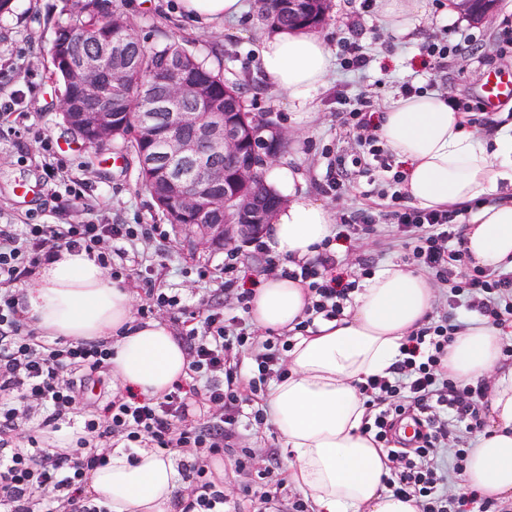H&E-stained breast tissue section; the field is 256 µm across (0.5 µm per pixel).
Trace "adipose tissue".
Returning a JSON list of instances; mask_svg holds the SVG:
<instances>
[{
  "instance_id": "obj_1",
  "label": "adipose tissue",
  "mask_w": 512,
  "mask_h": 512,
  "mask_svg": "<svg viewBox=\"0 0 512 512\" xmlns=\"http://www.w3.org/2000/svg\"><path fill=\"white\" fill-rule=\"evenodd\" d=\"M192 23L237 22L242 0H180ZM258 57L268 83L285 93L298 119L311 123L315 93L325 85L333 59L314 32L277 30L261 35ZM380 138L406 167L403 190L422 209L463 206L471 212L463 246L470 268L512 270V135L486 145L441 94L402 96L385 103ZM264 180L286 202L264 229L269 247L305 261L336 233V212L309 196L304 179L281 163L266 165ZM435 299L431 280L400 263L365 278L342 318L320 319L314 334H296L307 306L302 285L280 276L256 288L251 320L260 329L293 332L288 370L273 380L268 406L292 461L289 479L314 512H420L416 498H400L383 483L386 452L362 433L367 414L358 392L365 378L390 375L400 347L423 326ZM32 328L70 341H111L109 366L121 386L159 397L185 376L188 359L169 324L139 322L132 298L86 253L62 251L24 294ZM501 330L471 318L448 348L451 378L489 385L487 425L474 441L461 475L464 488L498 500L512 499V366L503 362ZM183 478L173 455L152 448L114 449L91 471L87 493L111 512H171Z\"/></svg>"
}]
</instances>
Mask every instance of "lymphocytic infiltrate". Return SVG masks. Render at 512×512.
I'll list each match as a JSON object with an SVG mask.
<instances>
[{
	"label": "lymphocytic infiltrate",
	"instance_id": "1",
	"mask_svg": "<svg viewBox=\"0 0 512 512\" xmlns=\"http://www.w3.org/2000/svg\"><path fill=\"white\" fill-rule=\"evenodd\" d=\"M339 103L346 124L358 133L350 160L384 172L380 195L388 200L386 220L401 233L420 270L447 287L448 315L406 337L391 376L358 385L368 407L363 431L387 449L389 474L383 482L394 495L415 497L422 512H512L511 503L500 504L475 490L456 493L449 485L448 473L463 471L470 436L482 426L479 408L487 400V387L454 381L441 365L465 326L457 309L478 313L498 327L512 322V271L461 273L462 208L408 205L405 173L393 167L376 133L374 102L362 96ZM350 160L339 154L329 163L327 191L342 193ZM152 234L144 224H0V512H109L86 496L85 484L88 473L105 464V450L119 446L191 451L192 461L183 465L187 494L177 499L178 512H224V481L211 464L223 460L237 432L242 389L260 395L271 377L281 376V351L291 343H255L249 323L254 291L239 287L234 263L224 266V285L234 288L237 310L229 318L220 308L190 309L178 296L156 288L151 268L125 261L128 247ZM251 244L281 277L306 289L305 317L296 332L306 333L316 319L342 315L357 283L337 273L332 240L324 241L315 260L302 263L276 254L263 238H252ZM64 250L94 256L115 282L138 279L145 296L140 319L175 315L181 325L178 341L189 360L187 381L176 382L158 398L107 390L89 409H80L89 383L112 357L110 341L41 335L25 317L17 290ZM250 345L256 348L253 367L230 363L229 351ZM65 426L79 427L80 438L65 449L52 446V433ZM93 440L104 445V452L90 449ZM446 451L452 454L448 473L439 462Z\"/></svg>",
	"mask_w": 512,
	"mask_h": 512
}]
</instances>
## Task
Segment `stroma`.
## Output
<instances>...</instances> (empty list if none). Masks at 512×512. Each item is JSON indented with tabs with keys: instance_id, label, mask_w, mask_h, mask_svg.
Returning <instances> with one entry per match:
<instances>
[{
	"instance_id": "1",
	"label": "stroma",
	"mask_w": 512,
	"mask_h": 512,
	"mask_svg": "<svg viewBox=\"0 0 512 512\" xmlns=\"http://www.w3.org/2000/svg\"><path fill=\"white\" fill-rule=\"evenodd\" d=\"M73 2L14 0L11 10L0 14V99L13 107L12 116L0 120V224H84L93 220L160 225L164 236L153 237L146 244L147 252L163 256L166 263L157 287L178 293L192 308L205 307L210 298L196 270L201 266L211 270L222 267L224 249L189 248L182 236L171 230L166 217L140 188L138 161L125 151L122 142L112 143L105 155L67 148L73 137L58 111L62 87L50 78L49 48L56 23L67 22V10ZM244 2L248 9L238 23L200 28L184 19L179 0H121L145 46L178 35L188 40L201 57L218 60L226 79L254 86V111L272 113L290 135L281 162L301 172L307 192L320 196L340 214L375 205L367 181L382 180L383 175L378 172L370 178L352 165L341 198L320 194L318 185L325 178L332 153L351 154L356 138L343 122L337 95L350 99L365 95L381 106L399 95L401 83L410 79L419 86L439 83L449 95L475 101L482 95L486 68L512 72V56L490 55L498 33L505 25H512V0H498L494 19L488 24L463 17L449 0H423L422 11L413 18L412 31L400 38L392 36L384 23L378 0H373L367 10L361 0H331L330 11L319 29L330 51L338 52L341 42L356 40L370 49L374 61L362 75L334 69L314 96L318 109L315 121L300 126L291 121L285 96L270 87L260 73L256 48L264 28L251 8L253 0ZM464 32L482 38L483 45L449 58L447 71H440L421 56L420 48L428 40L444 35L454 44ZM46 139L56 147L53 162L65 183L81 193L80 200L65 209L58 206L54 186L43 182L42 142ZM390 232V224L381 219L375 235L358 237L347 247L337 246L336 256L350 277H359L358 263L363 259L377 268L391 262L411 264L409 250L390 246ZM257 407V402L244 398L236 445L254 449L262 467L268 457H276L274 473L283 480L278 496L285 503L299 491L287 480L289 457L275 426L253 423L251 414Z\"/></svg>"
}]
</instances>
